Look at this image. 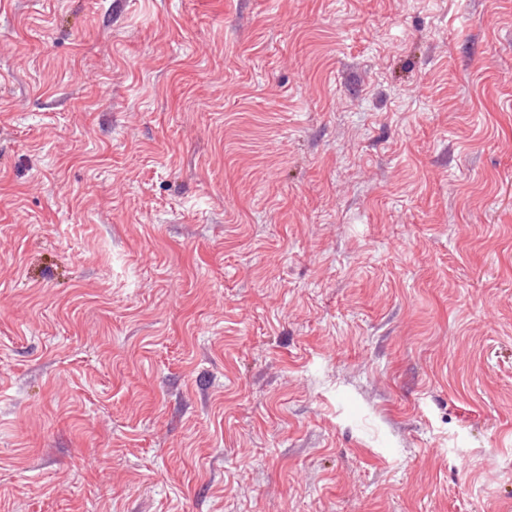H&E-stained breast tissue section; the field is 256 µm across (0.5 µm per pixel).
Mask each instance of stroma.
<instances>
[{
    "mask_svg": "<svg viewBox=\"0 0 512 512\" xmlns=\"http://www.w3.org/2000/svg\"><path fill=\"white\" fill-rule=\"evenodd\" d=\"M0 512H512V0H0Z\"/></svg>",
    "mask_w": 512,
    "mask_h": 512,
    "instance_id": "1",
    "label": "stroma"
}]
</instances>
